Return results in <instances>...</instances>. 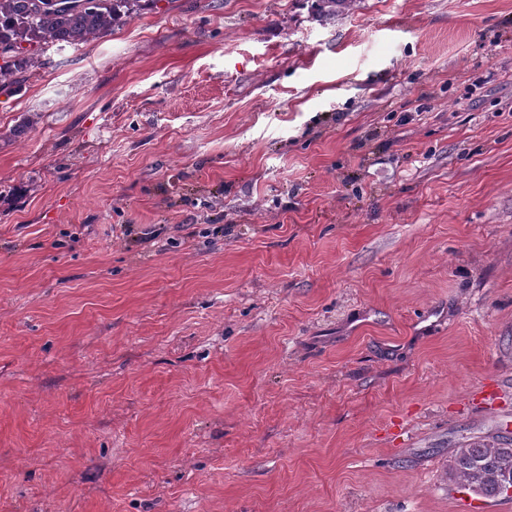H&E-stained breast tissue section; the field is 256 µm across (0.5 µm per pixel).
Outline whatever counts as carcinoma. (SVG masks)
<instances>
[{
  "mask_svg": "<svg viewBox=\"0 0 512 512\" xmlns=\"http://www.w3.org/2000/svg\"><path fill=\"white\" fill-rule=\"evenodd\" d=\"M152 0H0V92L17 83L16 75L41 66L40 48L66 42L87 43L126 23ZM355 0H317V10L334 16ZM448 478L458 488L484 498L508 495L512 488V442L474 441L456 449Z\"/></svg>",
  "mask_w": 512,
  "mask_h": 512,
  "instance_id": "1",
  "label": "carcinoma"
}]
</instances>
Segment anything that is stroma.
<instances>
[{
	"label": "stroma",
	"instance_id": "stroma-1",
	"mask_svg": "<svg viewBox=\"0 0 512 512\" xmlns=\"http://www.w3.org/2000/svg\"><path fill=\"white\" fill-rule=\"evenodd\" d=\"M0 94V512H512V0H155ZM448 478L461 490L484 498L508 496L512 488V442L488 444L474 441L457 448Z\"/></svg>",
	"mask_w": 512,
	"mask_h": 512
}]
</instances>
